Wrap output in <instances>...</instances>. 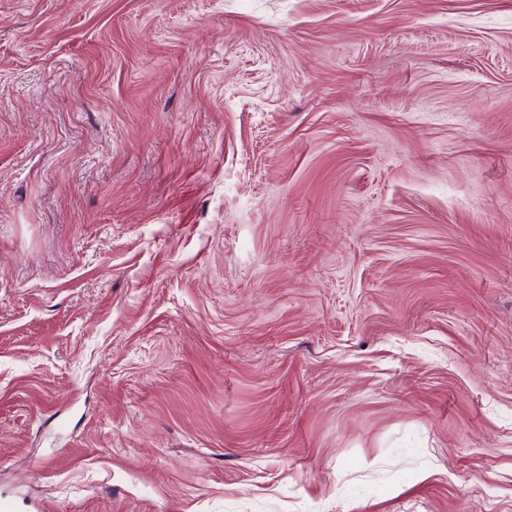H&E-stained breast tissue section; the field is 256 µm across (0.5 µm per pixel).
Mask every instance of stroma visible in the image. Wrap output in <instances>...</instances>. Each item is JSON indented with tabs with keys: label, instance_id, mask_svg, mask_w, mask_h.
Returning <instances> with one entry per match:
<instances>
[{
	"label": "stroma",
	"instance_id": "1",
	"mask_svg": "<svg viewBox=\"0 0 512 512\" xmlns=\"http://www.w3.org/2000/svg\"><path fill=\"white\" fill-rule=\"evenodd\" d=\"M512 512V0H0V499Z\"/></svg>",
	"mask_w": 512,
	"mask_h": 512
}]
</instances>
